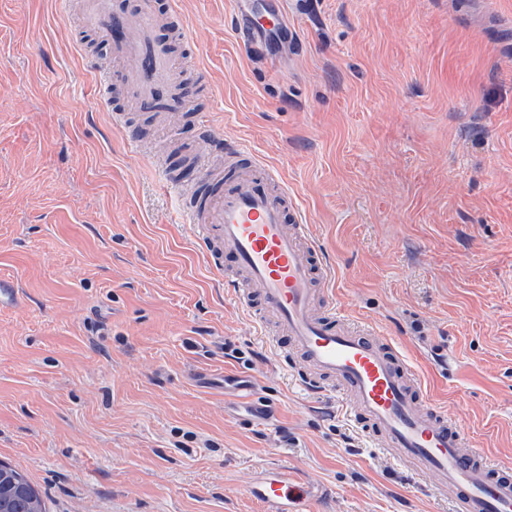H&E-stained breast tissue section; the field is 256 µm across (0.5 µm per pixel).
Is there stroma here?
Instances as JSON below:
<instances>
[{"label":"stroma","instance_id":"stroma-1","mask_svg":"<svg viewBox=\"0 0 512 512\" xmlns=\"http://www.w3.org/2000/svg\"><path fill=\"white\" fill-rule=\"evenodd\" d=\"M172 5L188 100L281 168L337 308L512 469V0H293L272 64L233 38L235 0ZM79 16L0 0V460L49 512H262L243 488L279 467L317 485L309 512H452L225 297L150 160L203 154L196 123L136 111Z\"/></svg>","mask_w":512,"mask_h":512}]
</instances>
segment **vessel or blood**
Listing matches in <instances>:
<instances>
[{"label": "vessel or blood", "instance_id": "obj_1", "mask_svg": "<svg viewBox=\"0 0 512 512\" xmlns=\"http://www.w3.org/2000/svg\"><path fill=\"white\" fill-rule=\"evenodd\" d=\"M84 22L129 67L132 99L153 111H190L173 74V52L155 0L121 13L109 0H85ZM206 145L224 167L206 173L210 192L184 204L189 234L224 287L276 355L294 352L307 389L341 396L347 414L397 464L432 479L454 512H512V473L494 469L447 414L433 406L417 373L390 337L347 318L328 302L336 272L279 169L239 145L220 142L203 123ZM245 493L263 512H296L314 494L275 468Z\"/></svg>", "mask_w": 512, "mask_h": 512}]
</instances>
